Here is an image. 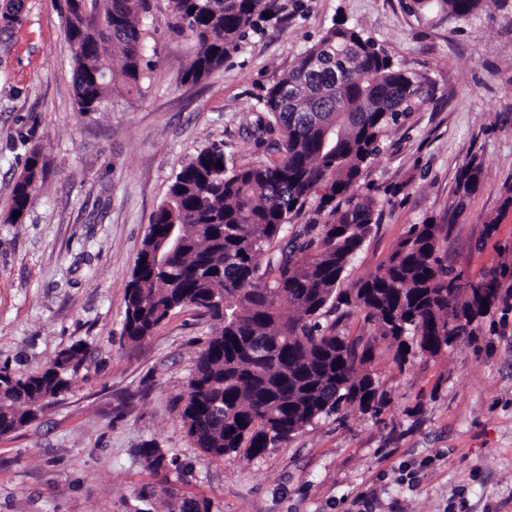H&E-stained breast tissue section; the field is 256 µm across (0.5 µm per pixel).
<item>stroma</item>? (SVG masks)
<instances>
[{
	"label": "stroma",
	"instance_id": "stroma-1",
	"mask_svg": "<svg viewBox=\"0 0 512 512\" xmlns=\"http://www.w3.org/2000/svg\"><path fill=\"white\" fill-rule=\"evenodd\" d=\"M337 18L426 89L359 183L377 222L345 286L430 217H451L448 264L466 280L512 248V0H484L465 20L416 0H289L285 21L249 34L199 83L181 80L194 39L172 32L168 0H153L149 89H118L88 113L72 89L63 0H26L0 52V368L33 373L65 349L85 353L38 421L0 437V512H167L191 499L210 500L211 512H350L358 497L367 512H512V303L435 359L399 365L380 344L379 416L321 419L251 460L207 459L177 415L208 317L184 308L142 342L122 334L125 286L176 173L213 143L227 163L261 160L250 135L258 96ZM36 148L44 178L22 219L7 222ZM473 158L480 187L450 215ZM147 442L171 461L167 492L137 454Z\"/></svg>",
	"mask_w": 512,
	"mask_h": 512
}]
</instances>
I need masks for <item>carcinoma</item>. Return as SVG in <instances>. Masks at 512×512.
Here are the masks:
<instances>
[{
    "instance_id": "obj_1",
    "label": "carcinoma",
    "mask_w": 512,
    "mask_h": 512,
    "mask_svg": "<svg viewBox=\"0 0 512 512\" xmlns=\"http://www.w3.org/2000/svg\"><path fill=\"white\" fill-rule=\"evenodd\" d=\"M482 0H438L456 19ZM72 83L82 112L109 103L115 82L143 94L151 70L142 18L150 0H66ZM172 30L196 42L182 79L196 83L224 66L249 32L283 20L280 0H170ZM424 93L415 74L354 26L334 23L301 53L290 71L258 97V129L273 136L270 157L227 165L212 144L198 150L154 211L125 291L122 333L140 342L176 310L193 308L215 321L198 352L190 392L177 404L182 427L205 456L258 458L276 444L351 407L378 415L386 394L371 373L379 342L402 363L410 346L438 357L449 337L474 332V321L512 291V255L481 277L489 288L448 271V229L430 217L411 225L389 256L352 288L342 284L375 224V204L359 181L381 151L388 129ZM48 160L37 150L15 182L7 219L25 211L27 188ZM481 163L459 175L455 209L476 191ZM316 218L293 224L308 205ZM179 247L163 263L152 257L166 229ZM363 317L366 336L343 321ZM80 348L57 355L40 372L0 370V437L27 426L44 402L68 388ZM138 454L162 476L165 453L146 443Z\"/></svg>"
}]
</instances>
